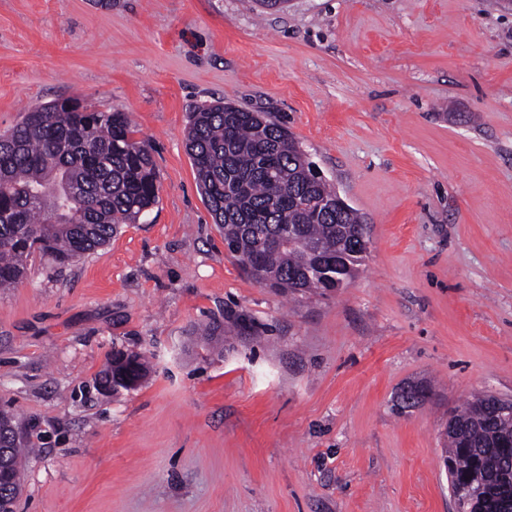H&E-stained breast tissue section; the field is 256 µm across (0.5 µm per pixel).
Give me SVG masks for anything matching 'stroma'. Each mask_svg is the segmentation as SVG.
Here are the masks:
<instances>
[{
    "mask_svg": "<svg viewBox=\"0 0 512 512\" xmlns=\"http://www.w3.org/2000/svg\"><path fill=\"white\" fill-rule=\"evenodd\" d=\"M58 98L127 113L159 192L0 291L17 512H456L448 418L512 399V0H0V132ZM219 99L363 216L345 288L280 294L225 250L185 148ZM117 350L150 372L106 396Z\"/></svg>",
    "mask_w": 512,
    "mask_h": 512,
    "instance_id": "obj_1",
    "label": "stroma"
}]
</instances>
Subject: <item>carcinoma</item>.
<instances>
[{
  "instance_id": "1",
  "label": "carcinoma",
  "mask_w": 512,
  "mask_h": 512,
  "mask_svg": "<svg viewBox=\"0 0 512 512\" xmlns=\"http://www.w3.org/2000/svg\"><path fill=\"white\" fill-rule=\"evenodd\" d=\"M124 112H84L55 100L0 134V288H12L36 253L73 262L107 245L157 203V170ZM186 148L198 188L231 254L280 293L346 280L363 259V226L336 189L315 179L282 124L218 101L190 112ZM478 397L448 419V481L458 508L512 512V417ZM0 411V448L21 486L26 449Z\"/></svg>"
}]
</instances>
